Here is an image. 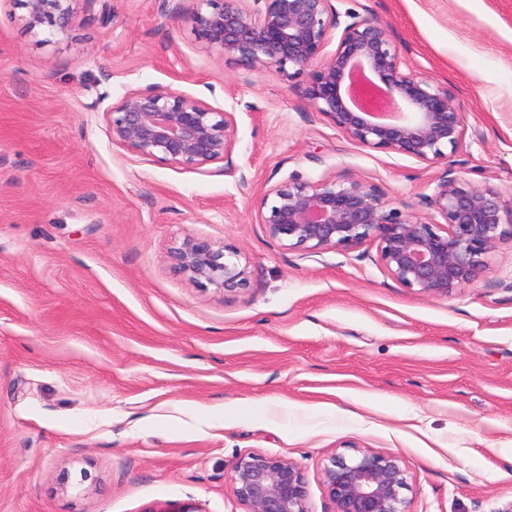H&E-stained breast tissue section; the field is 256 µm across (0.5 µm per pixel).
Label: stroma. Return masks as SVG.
<instances>
[{
	"mask_svg": "<svg viewBox=\"0 0 512 512\" xmlns=\"http://www.w3.org/2000/svg\"><path fill=\"white\" fill-rule=\"evenodd\" d=\"M387 23L473 134L455 174L512 191V0H332ZM0 0V512H246L228 476L251 453L299 463L332 512L327 459L404 461L411 512H512V243L473 285L401 286L375 246L309 254L254 221L289 176L360 179L396 202L443 165L373 151L312 109L308 79L200 48L162 0H80L68 38ZM233 99L247 182L113 143L130 90ZM231 244L249 286L178 273L186 237Z\"/></svg>",
	"mask_w": 512,
	"mask_h": 512,
	"instance_id": "1",
	"label": "stroma"
}]
</instances>
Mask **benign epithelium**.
I'll return each instance as SVG.
<instances>
[{
  "label": "benign epithelium",
  "instance_id": "benign-epithelium-1",
  "mask_svg": "<svg viewBox=\"0 0 512 512\" xmlns=\"http://www.w3.org/2000/svg\"><path fill=\"white\" fill-rule=\"evenodd\" d=\"M30 31L65 37L78 0H15ZM189 20L201 49L256 72L308 74L307 98L335 130L372 150L448 163L464 144L467 122L448 88L415 72L388 35V25L349 12L340 21L332 0H199ZM342 33L325 51L331 33ZM112 142L154 161L247 181L233 153L235 110L214 108L175 90L128 92L104 112ZM435 215L398 207L379 186L358 179L316 181L296 175L263 192L255 223L285 249L309 253L377 248L383 269L403 287L446 297L473 284L490 255L512 241V196L479 187L447 168L426 198ZM180 272L199 287H246L248 260L235 247L186 237L173 248ZM230 481L246 512H309L303 468L252 453ZM333 512H410V475L395 453L357 448L333 455L322 469Z\"/></svg>",
  "mask_w": 512,
  "mask_h": 512
}]
</instances>
